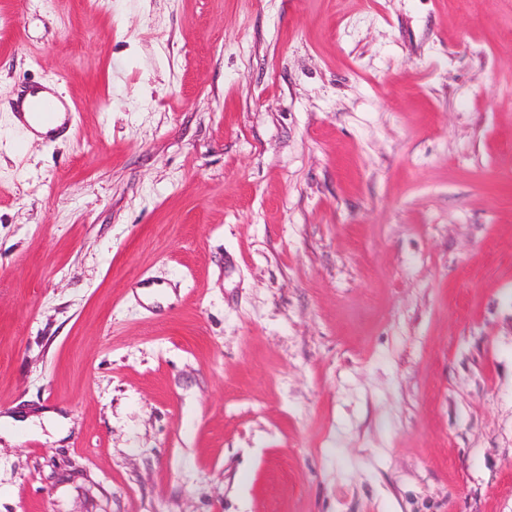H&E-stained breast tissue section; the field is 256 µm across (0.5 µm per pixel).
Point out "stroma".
<instances>
[{"label":"stroma","mask_w":512,"mask_h":512,"mask_svg":"<svg viewBox=\"0 0 512 512\" xmlns=\"http://www.w3.org/2000/svg\"><path fill=\"white\" fill-rule=\"evenodd\" d=\"M16 414L0 512H512V0H0ZM30 120L36 124L43 125H33L32 128L40 133H46L50 126H53L59 114V108L55 100L53 99H40L38 100L32 107L31 112H28ZM49 126V127H44Z\"/></svg>","instance_id":"1"}]
</instances>
